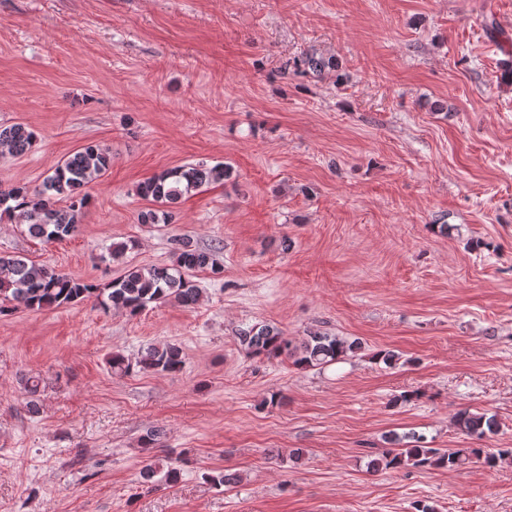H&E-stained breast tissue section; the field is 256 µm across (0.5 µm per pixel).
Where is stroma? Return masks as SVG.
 <instances>
[{
	"label": "stroma",
	"mask_w": 512,
	"mask_h": 512,
	"mask_svg": "<svg viewBox=\"0 0 512 512\" xmlns=\"http://www.w3.org/2000/svg\"><path fill=\"white\" fill-rule=\"evenodd\" d=\"M309 55L336 67L297 72ZM506 59L512 0H0V124L38 134L0 154V187L34 189L92 141L112 156L76 233L44 243L4 216L0 255L104 285L112 243L162 266L186 237L222 268L194 274L191 307L0 316V512H512V463L368 467L393 435L512 448ZM198 163L233 174L139 223L138 185ZM255 324L365 350L251 357L236 332ZM165 343L180 371L111 373L112 352ZM462 409L497 434H463ZM157 454L179 478L142 487ZM223 469L241 482L212 485Z\"/></svg>",
	"instance_id": "1"
}]
</instances>
